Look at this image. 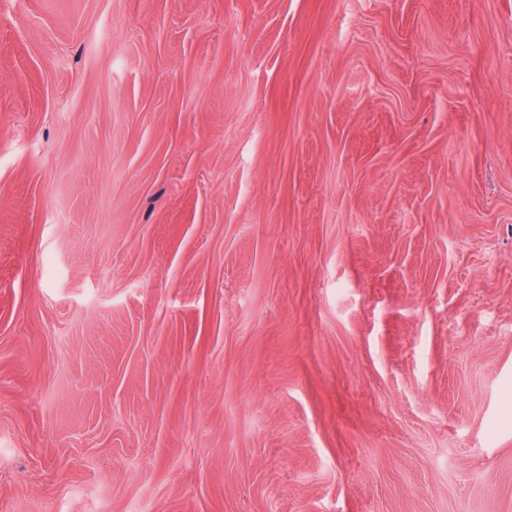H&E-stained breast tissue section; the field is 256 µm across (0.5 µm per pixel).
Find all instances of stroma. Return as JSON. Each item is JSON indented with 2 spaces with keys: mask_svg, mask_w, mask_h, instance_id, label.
Masks as SVG:
<instances>
[{
  "mask_svg": "<svg viewBox=\"0 0 512 512\" xmlns=\"http://www.w3.org/2000/svg\"><path fill=\"white\" fill-rule=\"evenodd\" d=\"M0 512H512V0H0Z\"/></svg>",
  "mask_w": 512,
  "mask_h": 512,
  "instance_id": "obj_1",
  "label": "stroma"
}]
</instances>
